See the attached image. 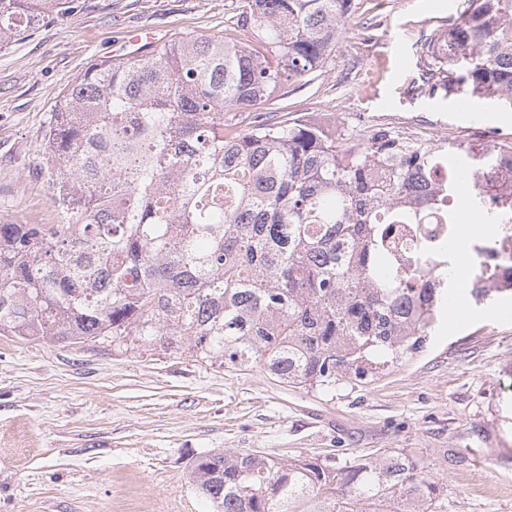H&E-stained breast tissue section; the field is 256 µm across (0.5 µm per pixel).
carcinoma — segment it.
<instances>
[{
	"mask_svg": "<svg viewBox=\"0 0 512 512\" xmlns=\"http://www.w3.org/2000/svg\"><path fill=\"white\" fill-rule=\"evenodd\" d=\"M354 0H247L236 27L97 60L53 113L39 174L69 224L0 223V334L78 344L160 342L259 368L307 391L362 383L419 353L456 293L446 241L461 194L494 241L512 198L470 177L506 157L412 143L379 127L359 145L303 117L240 116L322 67ZM69 0H0V45ZM419 95L512 111V0H468L426 35ZM385 169V180L373 170ZM405 232L414 250L401 253ZM512 288L469 286L479 306ZM212 512H432L443 484L404 451L340 465L250 452L198 457Z\"/></svg>",
	"mask_w": 512,
	"mask_h": 512,
	"instance_id": "1",
	"label": "carcinoma"
}]
</instances>
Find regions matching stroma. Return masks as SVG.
<instances>
[{"instance_id": "35a3bbf8", "label": "stroma", "mask_w": 512, "mask_h": 512, "mask_svg": "<svg viewBox=\"0 0 512 512\" xmlns=\"http://www.w3.org/2000/svg\"><path fill=\"white\" fill-rule=\"evenodd\" d=\"M244 0H74L0 48V222L60 224L39 176L63 92L124 37L223 35ZM465 0H358L324 67L287 83L269 120L310 117L329 132L426 128L512 134V111L411 93L422 35ZM413 359L368 384L306 391L155 344H80L0 335V512H208L190 481L214 450L372 456L401 449L447 487L440 512H512V297L459 302Z\"/></svg>"}]
</instances>
